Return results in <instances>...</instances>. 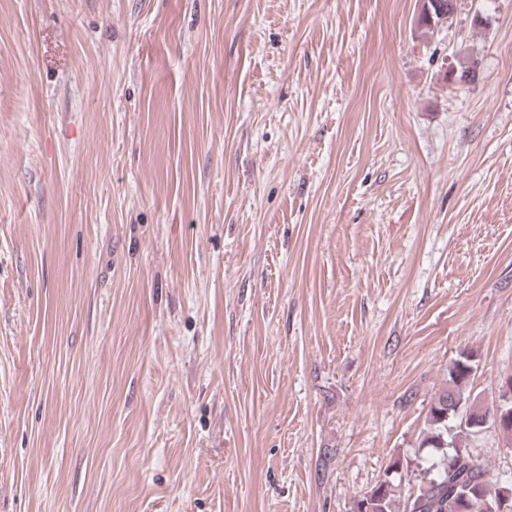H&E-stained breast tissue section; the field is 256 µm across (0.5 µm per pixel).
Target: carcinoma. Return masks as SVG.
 <instances>
[{"mask_svg":"<svg viewBox=\"0 0 512 512\" xmlns=\"http://www.w3.org/2000/svg\"><path fill=\"white\" fill-rule=\"evenodd\" d=\"M476 355L464 350L448 366L420 433L429 465L396 458L368 489L354 496L350 512H512V488L497 479L468 447L486 432L512 433V403H482L471 396ZM458 428L448 436V426ZM413 492L401 496L402 481Z\"/></svg>","mask_w":512,"mask_h":512,"instance_id":"cac0c4a2","label":"carcinoma"}]
</instances>
